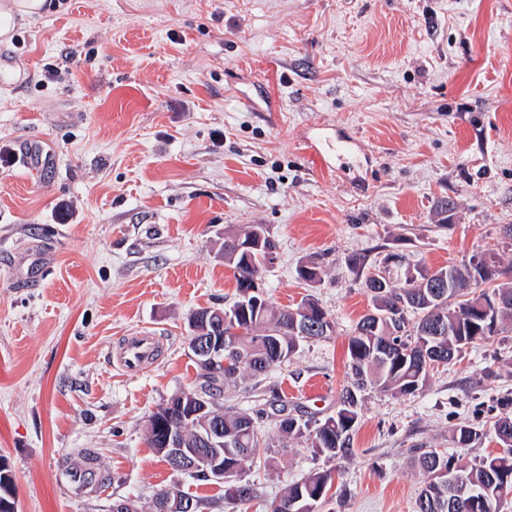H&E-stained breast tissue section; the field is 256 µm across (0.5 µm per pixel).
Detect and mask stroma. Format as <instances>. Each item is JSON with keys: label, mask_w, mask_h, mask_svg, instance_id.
Segmentation results:
<instances>
[{"label": "stroma", "mask_w": 512, "mask_h": 512, "mask_svg": "<svg viewBox=\"0 0 512 512\" xmlns=\"http://www.w3.org/2000/svg\"><path fill=\"white\" fill-rule=\"evenodd\" d=\"M353 137L336 175L320 136ZM52 162L31 173L18 154ZM450 203L447 226L439 201ZM512 0H53L0 44V458L17 512L147 508L179 484L201 512H232L214 481L172 471L146 420L192 389L188 321L236 297L218 248L262 226L275 241L263 290L277 309L317 302L329 336L268 373L225 385L228 409L265 408L272 440L244 480L266 505L314 470L320 512H414L429 448L471 465L512 416V327L431 371L414 395L369 388L350 454L316 455L272 407L335 415L347 345L370 298L347 265L396 248L436 270L494 250L512 267ZM317 262L321 279L297 271ZM142 331L161 351L140 372L117 354ZM464 424L484 436L454 445ZM94 452L101 482L65 477Z\"/></svg>", "instance_id": "stroma-1"}]
</instances>
